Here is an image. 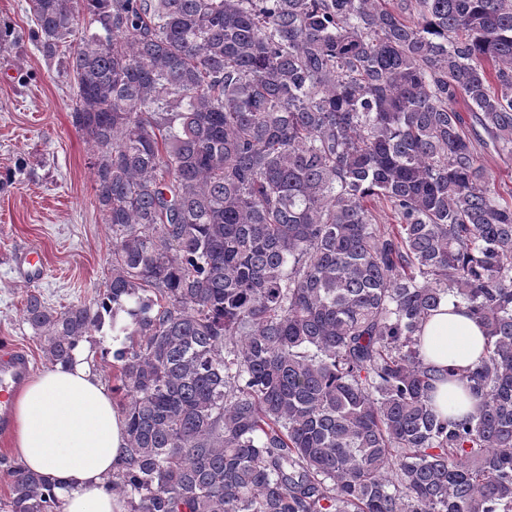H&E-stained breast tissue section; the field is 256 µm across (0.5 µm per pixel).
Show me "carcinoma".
Returning a JSON list of instances; mask_svg holds the SVG:
<instances>
[{"label": "carcinoma", "instance_id": "obj_1", "mask_svg": "<svg viewBox=\"0 0 512 512\" xmlns=\"http://www.w3.org/2000/svg\"><path fill=\"white\" fill-rule=\"evenodd\" d=\"M31 12L97 151L112 277L23 316L67 366L112 315L128 512H512V204L476 149L512 154V0ZM450 297L485 333L456 420L415 338ZM11 477L0 509L53 512L45 476ZM480 399L455 383L437 382L435 404L444 417H462L474 414Z\"/></svg>", "mask_w": 512, "mask_h": 512}]
</instances>
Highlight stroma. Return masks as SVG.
Wrapping results in <instances>:
<instances>
[{
  "mask_svg": "<svg viewBox=\"0 0 512 512\" xmlns=\"http://www.w3.org/2000/svg\"><path fill=\"white\" fill-rule=\"evenodd\" d=\"M30 0H0V344L26 352L34 372L50 362L23 320L28 294L56 308L92 303L112 275V230L95 203L93 153L72 124L73 80L46 57ZM37 245L42 280H22L15 254Z\"/></svg>",
  "mask_w": 512,
  "mask_h": 512,
  "instance_id": "1",
  "label": "stroma"
}]
</instances>
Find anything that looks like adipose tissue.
Listing matches in <instances>:
<instances>
[{"mask_svg": "<svg viewBox=\"0 0 512 512\" xmlns=\"http://www.w3.org/2000/svg\"><path fill=\"white\" fill-rule=\"evenodd\" d=\"M426 364L465 374L484 351V334L465 309L448 302L417 335ZM14 450L22 465L48 476L54 512H125L109 489L124 468V419L91 359L76 350L72 365L45 369L15 399Z\"/></svg>", "mask_w": 512, "mask_h": 512, "instance_id": "obj_1", "label": "adipose tissue"}]
</instances>
